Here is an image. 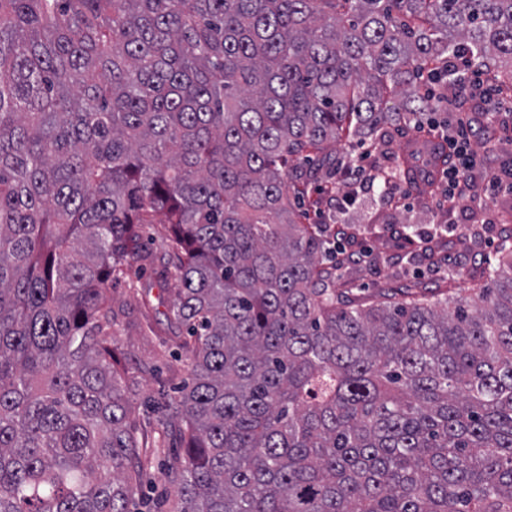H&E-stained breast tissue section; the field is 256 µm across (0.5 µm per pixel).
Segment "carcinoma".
<instances>
[{"mask_svg":"<svg viewBox=\"0 0 512 512\" xmlns=\"http://www.w3.org/2000/svg\"><path fill=\"white\" fill-rule=\"evenodd\" d=\"M512 94V0H0V512H129L112 274L162 224L191 381L170 512H512V250L470 303L333 288L288 164ZM384 178L433 187L448 150ZM461 77L464 79L465 86L468 88H476L480 90V95L483 97L484 101L487 102V115L490 120L494 119L497 109V101L499 100L500 94H495L488 87L484 88L483 83L476 78V74L474 72H463L462 75H457L454 77L455 80H461ZM468 88L464 90L463 96L461 97V101L463 102L464 109L467 111H484V104L482 100L478 98H474L470 95ZM469 112V113H471Z\"/></svg>","mask_w":512,"mask_h":512,"instance_id":"cac0c4a2","label":"carcinoma"}]
</instances>
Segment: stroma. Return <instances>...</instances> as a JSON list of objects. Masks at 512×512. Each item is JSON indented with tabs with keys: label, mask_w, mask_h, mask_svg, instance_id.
<instances>
[{
	"label": "stroma",
	"mask_w": 512,
	"mask_h": 512,
	"mask_svg": "<svg viewBox=\"0 0 512 512\" xmlns=\"http://www.w3.org/2000/svg\"><path fill=\"white\" fill-rule=\"evenodd\" d=\"M492 128L498 149L483 155L481 164L469 171L470 190L457 206L445 201L448 184L443 179L435 189L421 193L406 192L400 183H384L383 173L392 167L395 153L417 135L414 126L403 121L384 125L378 139L351 146L342 167L320 171V185L331 186L333 192L322 197L318 208L308 209L306 223L363 232L337 288L357 298L378 288H411L465 300L485 285V271L496 262L502 244L501 228L512 225V194L485 191L490 177L512 181V114L499 113ZM440 232L446 235L440 245L445 261L436 268L426 260L425 249ZM408 237L413 245H405ZM141 240L153 260L126 264L113 275L110 305L119 350L135 378L130 419L151 442L141 492L130 510L164 512L165 498L172 493L165 462L179 439L148 401L162 391L175 394L187 382L189 366L175 360L179 340L167 326L173 297L163 286L173 273L166 268L165 232L146 224Z\"/></svg>",
	"instance_id": "stroma-1"
}]
</instances>
